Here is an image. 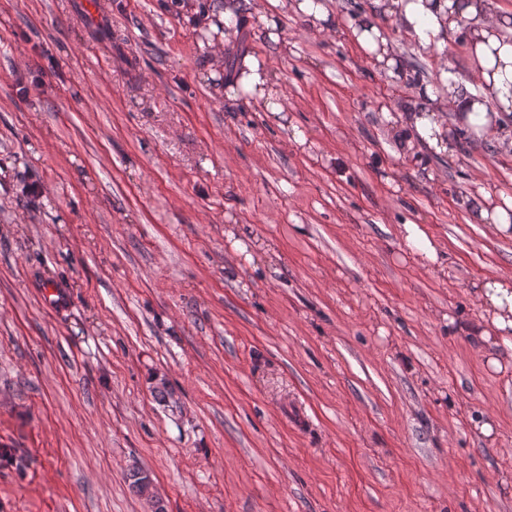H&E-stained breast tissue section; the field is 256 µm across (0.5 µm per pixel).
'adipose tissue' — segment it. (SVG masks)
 Returning a JSON list of instances; mask_svg holds the SVG:
<instances>
[{
	"mask_svg": "<svg viewBox=\"0 0 512 512\" xmlns=\"http://www.w3.org/2000/svg\"><path fill=\"white\" fill-rule=\"evenodd\" d=\"M388 16L397 33L420 48L443 45L460 17H467L470 30L467 50L476 64L466 78L444 75L445 91L433 93L418 87L414 97L400 101L391 116L394 139L402 153L427 145L436 154L456 156L459 138L449 120L467 123L476 141L490 143L502 156L512 157V12L496 0H468L458 8L456 0H370L366 11L349 20L351 34L360 50L372 55L395 78L407 73L396 50V38L382 29L379 18ZM481 201L472 219L486 225L492 235L512 233V196L490 187H480ZM482 301V322L473 331V341L499 366L502 350H512V281L487 279L476 287Z\"/></svg>",
	"mask_w": 512,
	"mask_h": 512,
	"instance_id": "adipose-tissue-1",
	"label": "adipose tissue"
}]
</instances>
